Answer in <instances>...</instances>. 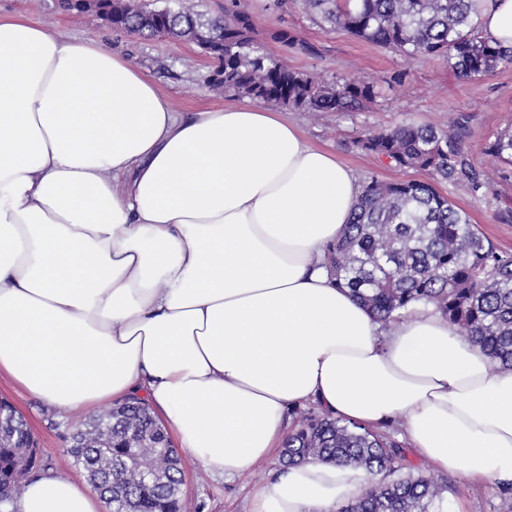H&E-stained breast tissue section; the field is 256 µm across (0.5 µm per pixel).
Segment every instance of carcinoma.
Masks as SVG:
<instances>
[{
  "label": "carcinoma",
  "instance_id": "1",
  "mask_svg": "<svg viewBox=\"0 0 512 512\" xmlns=\"http://www.w3.org/2000/svg\"><path fill=\"white\" fill-rule=\"evenodd\" d=\"M177 6H147L109 0L116 29L159 35L198 46L224 39L209 87L226 97L275 103L298 112H353L380 96L378 81L353 78L326 82L264 53L255 40L256 20L237 0L222 14ZM319 25L340 27L355 37L406 59L439 56L467 80H481L512 66V47L491 42L478 27L474 0H296ZM289 54L314 53L311 43L283 28L276 34ZM469 117L450 125H403L368 130L353 146L401 171L422 170L428 181L376 178L362 185L343 236L327 263L336 285L347 288L382 324L416 305L434 308L458 335L475 343L501 369L512 371V254L481 236L469 216L434 186L446 181L472 195L485 186L467 142ZM484 154L512 166V129L488 140ZM0 512L20 493L26 463L45 461L26 420L0 404ZM69 464L81 468L112 512H182L186 462L143 399L133 397L97 415L72 434ZM288 466L336 462L364 471L372 485L338 512H427L448 491L423 475L402 473L400 446L372 429L326 413L300 416L288 434Z\"/></svg>",
  "mask_w": 512,
  "mask_h": 512
}]
</instances>
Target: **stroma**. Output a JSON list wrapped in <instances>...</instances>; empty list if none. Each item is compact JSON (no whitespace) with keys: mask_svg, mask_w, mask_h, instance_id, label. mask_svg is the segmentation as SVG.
<instances>
[{"mask_svg":"<svg viewBox=\"0 0 512 512\" xmlns=\"http://www.w3.org/2000/svg\"><path fill=\"white\" fill-rule=\"evenodd\" d=\"M243 4L257 20L256 38L265 52L283 55L275 35L285 27L315 45L316 54L288 56L291 67L328 82L363 76L387 81L377 102L354 112H323L314 117L297 111L286 114L310 144L334 152L355 171L360 182L373 178L398 180L403 173L357 151L352 141L359 133L405 124L443 127L459 114H467L474 157L488 171L489 183L476 196L445 182L438 183L437 189L467 212L478 232L499 251L512 254V173L495 171L482 153L488 137L512 128V67L500 68L481 80L467 81L441 57L405 61L342 28L319 27L296 5H289L283 14L275 10L273 0H243ZM0 15L21 16L63 36L110 46L146 72L170 99L174 111L186 114L234 104L233 99L208 90L206 79L216 63L195 45L169 38L143 40L118 32L93 17L59 9L57 0H0ZM398 74L403 77L399 84L393 81ZM0 398L8 399L26 418L41 455L50 464V473L83 480L81 470L65 464L64 452L75 427L85 421V414L53 409L4 377L0 378ZM377 432L405 446L406 471L447 483L443 512H512V500L500 495L497 481H471L438 471L408 449L399 423L378 427ZM280 470V458L275 455L240 479L224 483L213 480L194 459H187L182 487L184 512H247L253 486L271 480Z\"/></svg>","mask_w":512,"mask_h":512,"instance_id":"1","label":"stroma"}]
</instances>
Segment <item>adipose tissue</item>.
<instances>
[{
  "instance_id": "ef3b65f1",
  "label": "adipose tissue",
  "mask_w": 512,
  "mask_h": 512,
  "mask_svg": "<svg viewBox=\"0 0 512 512\" xmlns=\"http://www.w3.org/2000/svg\"><path fill=\"white\" fill-rule=\"evenodd\" d=\"M512 45V0H481ZM361 185L278 112H174L102 43L0 19V375L62 411L140 395L233 481L281 448L289 408L400 420L438 470L512 482V371L439 313L384 326L326 252ZM367 476L288 468L249 512H337ZM15 512H109L82 483L26 481Z\"/></svg>"
}]
</instances>
